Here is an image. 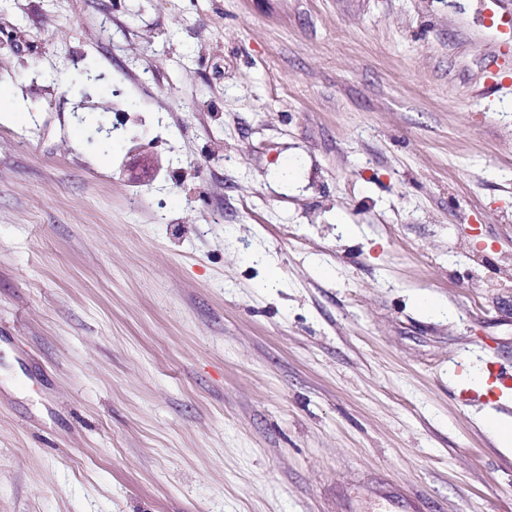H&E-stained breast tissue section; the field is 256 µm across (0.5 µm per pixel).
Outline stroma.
<instances>
[{"label":"stroma","mask_w":512,"mask_h":512,"mask_svg":"<svg viewBox=\"0 0 512 512\" xmlns=\"http://www.w3.org/2000/svg\"><path fill=\"white\" fill-rule=\"evenodd\" d=\"M0 89V512H512V0H16Z\"/></svg>","instance_id":"35a3bbf8"}]
</instances>
